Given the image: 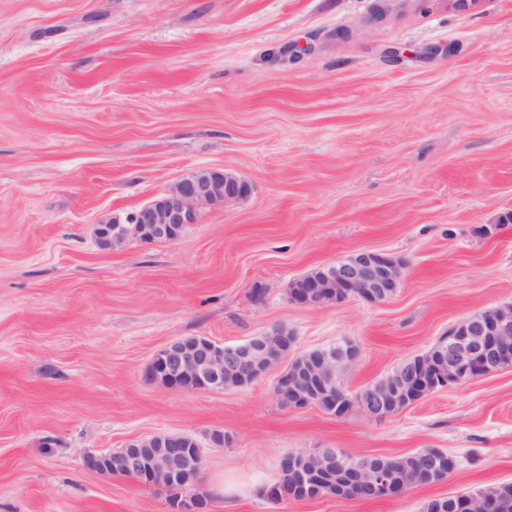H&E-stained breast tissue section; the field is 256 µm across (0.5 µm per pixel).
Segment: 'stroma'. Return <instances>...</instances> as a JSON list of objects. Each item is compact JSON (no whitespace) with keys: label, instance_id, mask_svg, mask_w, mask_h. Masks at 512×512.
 Wrapping results in <instances>:
<instances>
[{"label":"stroma","instance_id":"35a3bbf8","mask_svg":"<svg viewBox=\"0 0 512 512\" xmlns=\"http://www.w3.org/2000/svg\"><path fill=\"white\" fill-rule=\"evenodd\" d=\"M0 0V512H173L171 491L88 471L152 434L203 450L210 512H422L512 483V365L383 419L294 410L274 375L185 392L146 375L184 336L282 327L354 347L358 391L459 320L512 304V0ZM202 167L248 196L172 242L99 246ZM371 250L383 303L303 307L288 285ZM223 446H215V434ZM437 448L448 478L393 500L272 502L289 452Z\"/></svg>","mask_w":512,"mask_h":512}]
</instances>
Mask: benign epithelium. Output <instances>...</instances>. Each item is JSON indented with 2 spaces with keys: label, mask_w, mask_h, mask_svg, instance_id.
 <instances>
[{
  "label": "benign epithelium",
  "mask_w": 512,
  "mask_h": 512,
  "mask_svg": "<svg viewBox=\"0 0 512 512\" xmlns=\"http://www.w3.org/2000/svg\"><path fill=\"white\" fill-rule=\"evenodd\" d=\"M247 181L237 175L203 168L184 175L161 198L139 208L122 224L117 220L100 224L96 234L107 249L120 247L134 235L145 242L175 241L185 228L199 222L201 209L237 202L249 193ZM402 281L401 266L378 252L360 251L346 261L320 268L288 287L289 300L306 307L360 297L371 302L390 300ZM294 342L283 329L256 336L237 346H224L207 337H186L158 350L148 375L169 388L183 391L223 390L232 385L248 386L264 378ZM352 348L336 352L324 347L308 352L288 365L274 382L281 404L301 409L311 405L333 410L342 404V414L360 412L370 417L395 415L427 394L453 384L484 376L512 358V304L484 310L458 321L427 352L405 361L399 370L350 393L336 387L337 368L343 359H353ZM234 375L230 385L224 374ZM185 435H154L134 439L117 453L88 454L87 469L121 477L137 474L141 483L169 490L192 486L201 468L202 455L189 447ZM448 454L435 449L419 457V465L408 474L379 464L376 458L350 460L338 466L336 454L312 451L288 453L281 465L291 483L273 486L266 497L274 502L314 499L334 495L350 499L361 487L378 499L405 494L416 475L448 472ZM457 512H494L496 504L480 493L451 497ZM176 512H209V499L202 493L178 499Z\"/></svg>",
  "instance_id": "1"
}]
</instances>
